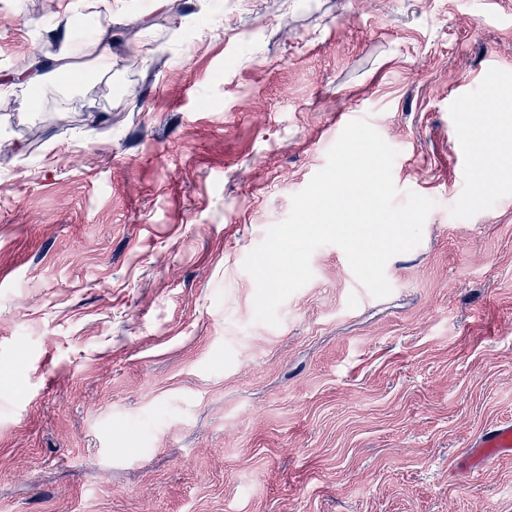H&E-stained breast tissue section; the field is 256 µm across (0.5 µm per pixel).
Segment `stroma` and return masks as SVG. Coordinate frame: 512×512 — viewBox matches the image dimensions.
I'll list each match as a JSON object with an SVG mask.
<instances>
[{"label":"stroma","mask_w":512,"mask_h":512,"mask_svg":"<svg viewBox=\"0 0 512 512\" xmlns=\"http://www.w3.org/2000/svg\"><path fill=\"white\" fill-rule=\"evenodd\" d=\"M111 73L58 0H0V81L70 27L83 81L0 112V512H512V16L486 0H128ZM435 201L372 297L334 245L254 320L242 264L327 162L345 114ZM34 127L37 140L24 131ZM504 457H512V421L488 425L467 445L461 464L477 474H486Z\"/></svg>","instance_id":"1"}]
</instances>
